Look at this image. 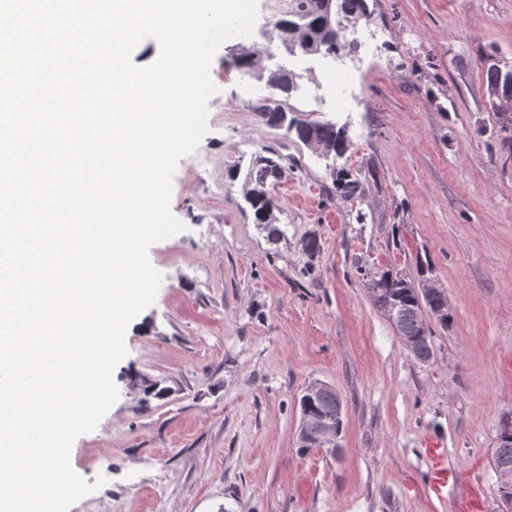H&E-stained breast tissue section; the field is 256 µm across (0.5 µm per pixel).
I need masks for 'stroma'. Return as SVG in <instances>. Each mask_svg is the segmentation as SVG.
<instances>
[{
  "label": "stroma",
  "instance_id": "obj_1",
  "mask_svg": "<svg viewBox=\"0 0 512 512\" xmlns=\"http://www.w3.org/2000/svg\"><path fill=\"white\" fill-rule=\"evenodd\" d=\"M258 2L252 35L212 62L208 131L172 180L185 229L149 249L156 302L126 329L117 401L72 445L97 489L70 512H506L493 455L512 421V129L486 66L512 68V0H367L378 47H346L356 97L341 110L315 95L324 57H289ZM242 45L301 73L298 118L348 129L362 197L336 196L325 161L255 112ZM270 150L285 166L276 242L242 193ZM420 258L451 309L426 362L356 272L412 278ZM316 381L343 405L334 454L298 450L297 399Z\"/></svg>",
  "mask_w": 512,
  "mask_h": 512
}]
</instances>
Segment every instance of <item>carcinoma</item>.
<instances>
[{
    "label": "carcinoma",
    "instance_id": "1",
    "mask_svg": "<svg viewBox=\"0 0 512 512\" xmlns=\"http://www.w3.org/2000/svg\"><path fill=\"white\" fill-rule=\"evenodd\" d=\"M326 0H293L291 10L277 19L274 26L280 34L281 46L286 52H300L304 55H336L344 48L343 34L347 27L360 20L369 21L365 0H336L330 10H325ZM300 75L294 70L279 66L268 71L266 85L284 97L297 91ZM487 93L498 107L501 101L512 102V69L502 70L492 64L486 70ZM256 111L263 113L268 122L286 127L304 145L323 144L333 150L332 165L335 192L344 198L363 194L364 188L358 174L346 165L337 164L344 158L351 146L345 128L332 122L298 120L288 117V108L280 101L269 98L259 103ZM282 157L277 153L261 156L248 171L244 183V197L253 211L256 223L266 231L267 237L277 241L283 231L275 224L273 212L277 207L273 190L284 175ZM321 251V242L314 233L301 241V252L308 262H313ZM364 286L378 308L398 331L401 339L412 342V354L420 357L433 347L432 332L421 333L422 316L435 312L447 300L446 292L420 297L411 288V281L391 269L371 272L359 267ZM300 413L309 412L314 416L337 421L343 418L342 404L338 395H322L299 398ZM494 451V466L505 461L512 462V440L499 432Z\"/></svg>",
    "mask_w": 512,
    "mask_h": 512
}]
</instances>
